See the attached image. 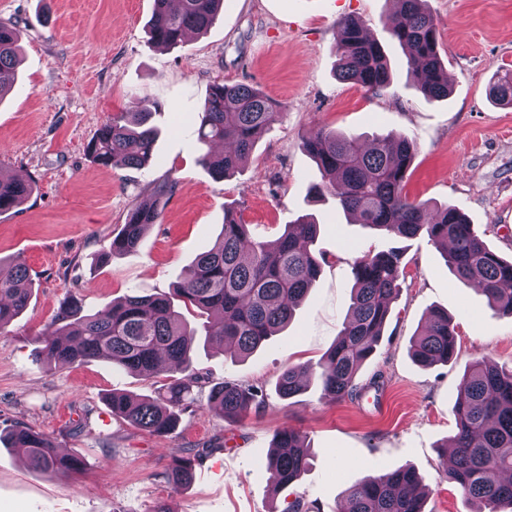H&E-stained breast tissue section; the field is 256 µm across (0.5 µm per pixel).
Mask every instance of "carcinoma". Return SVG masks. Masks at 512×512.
<instances>
[{
	"label": "carcinoma",
	"mask_w": 512,
	"mask_h": 512,
	"mask_svg": "<svg viewBox=\"0 0 512 512\" xmlns=\"http://www.w3.org/2000/svg\"><path fill=\"white\" fill-rule=\"evenodd\" d=\"M154 0L148 25L150 40L168 47L189 31L205 33L224 9V0ZM426 0H401L389 31L410 54L407 73L427 96L444 98L450 89L437 48L438 21ZM338 77L376 93L390 81L382 46L367 38L364 23L342 20L336 33ZM20 56V31L0 21V100L13 88ZM491 92L502 106L512 107V71L498 70ZM281 106L259 89L217 81L201 108L196 143L205 148L200 162L217 177L234 172L270 128ZM156 104L145 99L131 122H105L88 144L101 166L120 162L144 169L155 162V138L147 125ZM225 142L231 148L213 154L208 147ZM321 174L311 191L331 194L355 222L372 231L411 238L423 232L444 251L461 282L480 283L481 291L502 315L512 316V259L492 251L454 206L432 208L412 200L406 186L417 143L406 136L377 135L370 144L360 138L320 129L301 140ZM31 183L0 173V213L20 206L32 193ZM168 184L153 188L151 199L132 207L125 224L112 236L101 258L133 252L148 226L161 218ZM319 225L298 217L272 241L252 239L249 225L232 211L213 245L197 255L183 281L149 295L132 294L88 313L81 300L68 296L39 336L46 357L61 364L107 358L112 364L146 380L171 372L156 395L112 392V415L152 434L172 433L181 413L193 402L201 378L191 369L190 352L197 336L223 345L231 356L245 357L291 321L299 303L316 282L320 258L310 249ZM398 250L368 252L352 266V303L336 342L318 364L324 395L332 400L355 397L363 364L376 352L403 276ZM31 278L19 257L10 274H0V332L26 308ZM456 331L448 314L429 313L409 353L423 367L448 362L456 348ZM310 368L290 366L277 378L276 390L289 399L306 388ZM256 394L242 383L224 380L208 391V407L223 420H240L252 409ZM454 412L453 461L448 481L469 499L476 512H512V370L484 360L475 362L459 388ZM23 449L41 471L69 476L82 470V459L60 455L49 435L15 423L0 431V440ZM196 455L183 448L172 457L166 476L172 485L191 482ZM308 466L303 436L295 429L277 431L267 460L275 488L299 480ZM424 490L417 471L399 467L347 488L339 512H424Z\"/></svg>",
	"instance_id": "obj_1"
}]
</instances>
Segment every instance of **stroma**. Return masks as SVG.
Listing matches in <instances>:
<instances>
[{"label": "stroma", "instance_id": "obj_1", "mask_svg": "<svg viewBox=\"0 0 512 512\" xmlns=\"http://www.w3.org/2000/svg\"><path fill=\"white\" fill-rule=\"evenodd\" d=\"M451 93L427 98L407 78L406 51L389 33L395 0H224L204 34L177 47L151 43L153 0H0V19L22 32L13 91L0 100V172L30 181L20 207L0 214V256L27 264L31 297L0 332V429L20 423L50 435L84 460L69 478L33 469L16 449L0 447V512H337L352 484L399 466L414 467L425 512H473L449 482L444 452L457 428L454 405L468 367L485 359L512 368V317L459 282L425 235L401 238L356 224L333 197L313 200L319 174L302 136L328 129L371 139L413 138L418 151L407 190L412 199L451 204L487 245L512 257V108L492 103L489 81L512 69V0H427ZM357 18L380 42L391 67L376 93L337 76L339 22ZM257 88L281 105L270 130L231 176L216 178L199 161L195 128L210 85ZM157 103L156 161L148 169L102 167L87 145L108 119ZM169 183L160 221L136 251L101 260L130 208ZM265 240L299 216L320 231L313 246L321 273L284 332L243 360L207 340L194 346L202 377L176 432L159 438L113 417L112 390L151 394L152 382L110 360L60 365L38 341L62 300L80 296L94 312L130 293L152 294L182 281L191 261L219 234L225 209ZM404 252L405 279L375 355L362 366L361 397L323 398L317 381L280 399L278 375L317 366L348 315L351 267L367 252ZM433 310L447 312L455 356L425 368L408 354ZM378 379L371 387L370 379ZM261 389L240 423L207 408L212 383ZM300 431L309 466L272 493L266 457L278 429ZM202 449L191 483L172 486L169 456Z\"/></svg>", "mask_w": 512, "mask_h": 512}]
</instances>
